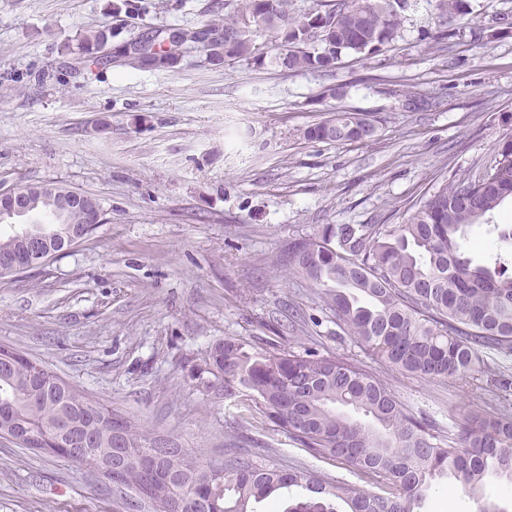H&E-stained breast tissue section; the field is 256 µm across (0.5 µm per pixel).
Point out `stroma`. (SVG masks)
Wrapping results in <instances>:
<instances>
[{"instance_id": "35a3bbf8", "label": "stroma", "mask_w": 512, "mask_h": 512, "mask_svg": "<svg viewBox=\"0 0 512 512\" xmlns=\"http://www.w3.org/2000/svg\"><path fill=\"white\" fill-rule=\"evenodd\" d=\"M113 2L0 0V188L55 181L105 214L88 241L0 277V347L201 461L238 448L365 490L352 466L263 417L238 427L231 400L197 377L211 345L348 359L445 435L502 410L494 379L512 380V355L488 352L485 373L464 381L392 371L337 326L316 285L276 262L329 225L403 223L432 187L493 159L512 134V33L475 43L469 29L512 14V0H469L446 50L434 0H411L390 46L343 54L327 73L212 65L196 50L171 70L75 64L86 30L112 46L196 30L225 0H132L130 15ZM409 94L429 108H405ZM338 110L369 115L375 136L305 138ZM485 500L512 512V484L472 494L439 479L414 512H479ZM0 512L129 510L96 470L0 438Z\"/></svg>"}]
</instances>
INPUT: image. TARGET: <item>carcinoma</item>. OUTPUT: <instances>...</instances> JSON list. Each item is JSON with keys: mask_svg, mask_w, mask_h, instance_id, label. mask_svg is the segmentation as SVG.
Listing matches in <instances>:
<instances>
[{"mask_svg": "<svg viewBox=\"0 0 512 512\" xmlns=\"http://www.w3.org/2000/svg\"><path fill=\"white\" fill-rule=\"evenodd\" d=\"M317 7L295 16L292 0H238L224 15L199 31L170 39L167 50L121 57L124 64L172 69L176 49H199L212 64L248 60L262 66L256 47L259 31L279 40L273 58L291 72L331 71L348 52L373 55L397 36L409 0H316ZM468 13L467 0H436L437 39L453 35L457 18ZM508 30L476 27V42H490ZM105 45L101 31L80 40L83 54ZM372 120L356 112H336L307 128L305 137L336 144L371 138ZM512 201V136L496 146L489 167L475 176L441 184L423 196L402 224H338L322 236L288 244L283 265L322 288L324 302L355 341L392 369L422 379H465L484 372L483 352H512V255L500 252L477 264L468 251L476 242L467 229L491 218ZM81 211L45 225V238L56 246L84 223ZM25 252L22 236L0 238V255ZM204 372L223 376L224 398L244 409L238 424L250 423L254 411L291 434L312 455L341 459L375 490H359L306 469L286 470L227 454L222 463L203 464L187 451L159 464L153 482L140 490L130 482L115 487L127 495L128 508L139 502L155 512H248L250 500H264L291 486H305L312 496L286 512H333L342 500L349 512H412L432 481L453 479L476 489L491 479L512 483V416L474 415L454 438L410 415L395 394L357 364L311 351L253 353L232 337L214 343ZM62 379L46 366L32 374L25 366L0 364V409L11 412L18 427L50 437L86 435L90 444L74 462L101 469L111 458L125 460L137 475L159 437L139 432L122 419L117 442L97 410L104 406L77 389L60 387Z\"/></svg>", "mask_w": 512, "mask_h": 512, "instance_id": "carcinoma-1", "label": "carcinoma"}]
</instances>
